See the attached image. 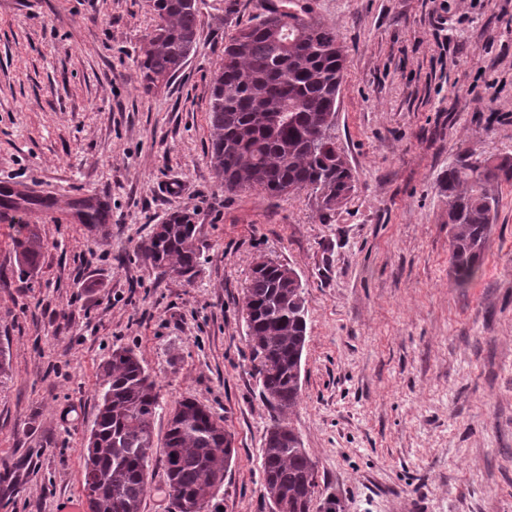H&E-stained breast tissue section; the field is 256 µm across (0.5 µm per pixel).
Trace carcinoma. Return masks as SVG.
I'll return each mask as SVG.
<instances>
[{"mask_svg": "<svg viewBox=\"0 0 512 512\" xmlns=\"http://www.w3.org/2000/svg\"><path fill=\"white\" fill-rule=\"evenodd\" d=\"M202 0H150L154 29L141 48V86L149 93L178 74L195 52ZM298 0L238 31L224 46V65L211 90L210 163L224 191L258 189L271 197L309 190L319 210L333 211L354 190V176L336 150L335 124L345 54L336 31L304 17ZM512 181V157L474 159L464 152L440 181L448 204L451 262L458 286L478 273L498 204L491 187ZM53 199L15 190L0 210H49ZM72 207L79 223L108 224L111 214L93 197ZM199 225L173 214L137 246L151 267L185 281L197 274ZM18 272L32 275L43 255L36 228L24 224L15 240ZM272 259L255 265L244 292L251 363L261 394L277 412L262 448L264 496L271 512H311L315 464L285 416L298 406L307 338L306 297ZM98 414L84 448L89 512H142L150 490L154 422L163 405L156 382L130 348H117L102 366ZM235 455L223 420L184 397L169 408L163 460L175 490L169 512H208Z\"/></svg>", "mask_w": 512, "mask_h": 512, "instance_id": "obj_1", "label": "carcinoma"}]
</instances>
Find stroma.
Listing matches in <instances>:
<instances>
[{"mask_svg": "<svg viewBox=\"0 0 512 512\" xmlns=\"http://www.w3.org/2000/svg\"><path fill=\"white\" fill-rule=\"evenodd\" d=\"M266 0H204L195 53L152 93L137 57L149 0H0V182L55 209L0 216V512H69L114 349H133L164 404L194 397L236 454L222 512H271L261 450L272 411L252 371L253 267L293 268L307 299L302 392L289 421L316 464L314 508L512 512V183L475 280L455 284L439 181L462 152L512 155V0H306L345 50L332 130L355 176L336 210L308 191L227 193L210 165L211 80ZM112 222L78 223L72 198ZM200 227L192 281L140 259L171 214ZM43 255L19 276L18 225ZM167 414L143 512H167Z\"/></svg>", "mask_w": 512, "mask_h": 512, "instance_id": "35a3bbf8", "label": "stroma"}]
</instances>
